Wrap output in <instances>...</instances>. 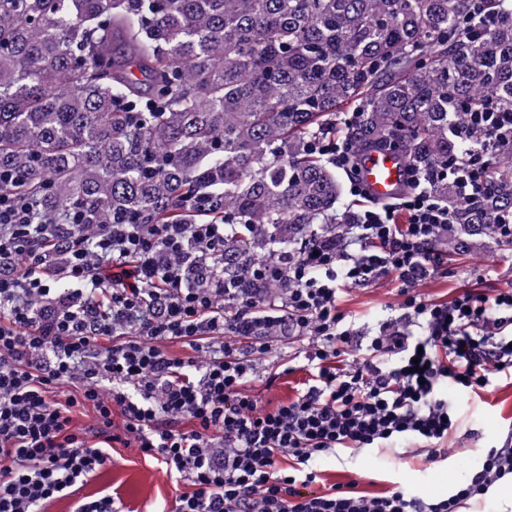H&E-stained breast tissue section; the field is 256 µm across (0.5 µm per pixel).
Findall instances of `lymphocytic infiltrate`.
<instances>
[{
	"label": "lymphocytic infiltrate",
	"mask_w": 512,
	"mask_h": 512,
	"mask_svg": "<svg viewBox=\"0 0 512 512\" xmlns=\"http://www.w3.org/2000/svg\"><path fill=\"white\" fill-rule=\"evenodd\" d=\"M489 138L465 153L451 180L475 198L477 174L503 137L511 112H478ZM407 194L353 212L337 232L288 259L248 261L254 288H201L189 275L201 253L224 255L227 224H105L92 248L70 246L65 276L82 307L41 317L50 296L44 240L57 224L32 225L30 203L0 198V512H41L101 469L108 447L137 443L191 486L175 512H465L512 477V432L448 498L392 490L362 495L317 488L313 467L341 449L386 451L403 442L414 456H447L453 403L441 384L472 391L512 372V289L495 297L464 290L450 303L422 300L418 282L443 269L451 228L447 206L411 176ZM406 223H398V211ZM402 285L412 331L387 322L357 358L337 296L344 285L386 277ZM284 282L281 292L269 281ZM306 341L309 380L295 399L260 407L247 389L281 337ZM166 341L191 351L179 358ZM204 353L196 361L195 353ZM74 384L65 402L53 397ZM111 391H104V384ZM90 406L102 444L71 429L73 408ZM125 417L114 432L112 416Z\"/></svg>",
	"instance_id": "obj_1"
}]
</instances>
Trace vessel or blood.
I'll return each instance as SVG.
<instances>
[{
    "label": "vessel or blood",
    "mask_w": 512,
    "mask_h": 512,
    "mask_svg": "<svg viewBox=\"0 0 512 512\" xmlns=\"http://www.w3.org/2000/svg\"><path fill=\"white\" fill-rule=\"evenodd\" d=\"M359 177L368 197L375 202H387L408 187V172L403 158L392 151L366 149Z\"/></svg>",
    "instance_id": "b4317fda"
}]
</instances>
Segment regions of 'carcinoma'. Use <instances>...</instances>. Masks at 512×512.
Returning <instances> with one entry per match:
<instances>
[{"mask_svg": "<svg viewBox=\"0 0 512 512\" xmlns=\"http://www.w3.org/2000/svg\"><path fill=\"white\" fill-rule=\"evenodd\" d=\"M0 0V194L34 224H232L224 275L281 255L336 214L316 139L402 153L456 234L512 211V145L459 201L441 170L512 113V0ZM354 106L358 116L336 125Z\"/></svg>", "mask_w": 512, "mask_h": 512, "instance_id": "carcinoma-1", "label": "carcinoma"}]
</instances>
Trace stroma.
<instances>
[{
	"instance_id": "35a3bbf8",
	"label": "stroma",
	"mask_w": 512,
	"mask_h": 512,
	"mask_svg": "<svg viewBox=\"0 0 512 512\" xmlns=\"http://www.w3.org/2000/svg\"><path fill=\"white\" fill-rule=\"evenodd\" d=\"M489 296L498 289H512V243L491 240L478 248H464L448 258L445 271L434 274L417 287L429 302L453 299L461 289ZM403 297L400 284L386 278L363 286L343 287L338 308L345 322L361 336L376 333L386 320L401 316ZM303 341L281 339L276 357L260 362L250 383L252 394L262 406L275 407L294 398L308 374L297 360ZM287 362L289 370L277 373L278 362ZM276 379H269V372ZM446 394L458 406L457 426L451 441L462 442L464 452L448 459L429 462L423 459L405 463L400 450L385 453H355L346 449L336 456L317 459L314 466L325 486L343 484L364 494L395 488L429 500L448 496L464 479V465L479 466L482 450L512 430V377H500L495 386L477 392H461L447 387ZM109 461L92 477L77 483L73 493L47 503L43 512H74L77 502L90 495L117 493L122 512H173L177 498L187 492L185 481L176 479L156 459L139 449L115 445Z\"/></svg>"
}]
</instances>
